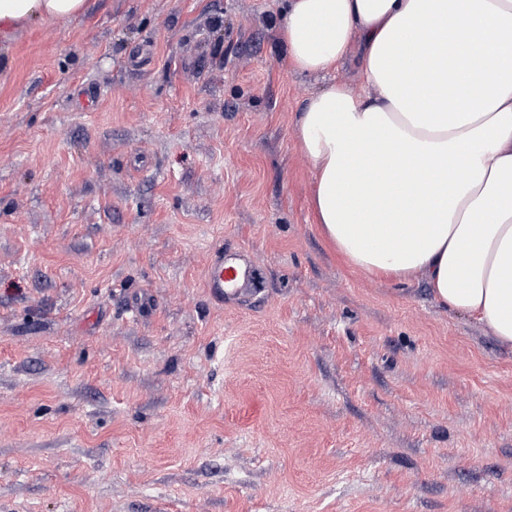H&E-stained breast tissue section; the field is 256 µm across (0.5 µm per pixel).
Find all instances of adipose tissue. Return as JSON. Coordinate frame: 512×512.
Returning a JSON list of instances; mask_svg holds the SVG:
<instances>
[{
	"mask_svg": "<svg viewBox=\"0 0 512 512\" xmlns=\"http://www.w3.org/2000/svg\"><path fill=\"white\" fill-rule=\"evenodd\" d=\"M83 7L0 0V38ZM280 29L301 73L359 54L363 92L331 84L296 123L323 236L512 348V0H284Z\"/></svg>",
	"mask_w": 512,
	"mask_h": 512,
	"instance_id": "adipose-tissue-1",
	"label": "adipose tissue"
}]
</instances>
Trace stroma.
Listing matches in <instances>:
<instances>
[{
	"instance_id": "1",
	"label": "stroma",
	"mask_w": 512,
	"mask_h": 512,
	"mask_svg": "<svg viewBox=\"0 0 512 512\" xmlns=\"http://www.w3.org/2000/svg\"><path fill=\"white\" fill-rule=\"evenodd\" d=\"M330 80L363 90L291 68L275 0L0 40V512H512V349L316 224ZM254 277V267L242 257L241 254H234L224 263L213 266L206 278L205 286L210 291L228 300L236 299L241 295L242 288H247Z\"/></svg>"
}]
</instances>
